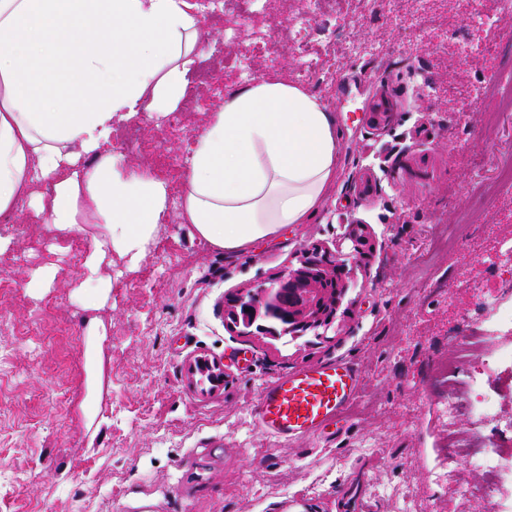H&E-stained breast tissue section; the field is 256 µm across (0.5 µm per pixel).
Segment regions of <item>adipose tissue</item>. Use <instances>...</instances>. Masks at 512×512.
Listing matches in <instances>:
<instances>
[{
    "label": "adipose tissue",
    "mask_w": 512,
    "mask_h": 512,
    "mask_svg": "<svg viewBox=\"0 0 512 512\" xmlns=\"http://www.w3.org/2000/svg\"><path fill=\"white\" fill-rule=\"evenodd\" d=\"M200 35L191 0H0V217L25 204L63 231L102 224L94 261L143 257L170 188L109 145L118 123L179 108ZM339 138L307 87L246 80L194 138L183 223L242 253L308 223L336 182Z\"/></svg>",
    "instance_id": "ef3b65f1"
}]
</instances>
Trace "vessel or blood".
Wrapping results in <instances>:
<instances>
[{
	"label": "vessel or blood",
	"instance_id": "1",
	"mask_svg": "<svg viewBox=\"0 0 512 512\" xmlns=\"http://www.w3.org/2000/svg\"><path fill=\"white\" fill-rule=\"evenodd\" d=\"M362 372L352 360L331 359L279 375L261 390L254 406L264 434L291 444L323 434L358 399Z\"/></svg>",
	"mask_w": 512,
	"mask_h": 512
}]
</instances>
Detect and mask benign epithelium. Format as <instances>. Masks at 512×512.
<instances>
[{"mask_svg": "<svg viewBox=\"0 0 512 512\" xmlns=\"http://www.w3.org/2000/svg\"><path fill=\"white\" fill-rule=\"evenodd\" d=\"M348 254L341 250L323 251L317 247L303 252L298 266L288 268L271 282L240 290L226 299V310L237 317L246 312L259 316L261 310L272 305L278 312L290 314L296 331L288 326L280 330L267 329L278 336L288 333L299 337L309 331L328 329L336 319L338 307L346 291L344 271ZM211 373V384L223 380L224 374L217 363L200 360L189 367V373Z\"/></svg>", "mask_w": 512, "mask_h": 512, "instance_id": "benign-epithelium-1", "label": "benign epithelium"}]
</instances>
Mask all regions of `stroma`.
Segmentation results:
<instances>
[{
  "mask_svg": "<svg viewBox=\"0 0 512 512\" xmlns=\"http://www.w3.org/2000/svg\"><path fill=\"white\" fill-rule=\"evenodd\" d=\"M335 2L298 47L283 27L303 0H239L203 19L185 101L160 122L132 119L145 146L121 154L180 194L193 139L228 88L251 74L296 81L311 56L304 84L341 140L336 183L310 223L227 252L174 201L133 266L115 252L91 263L100 224L72 234L29 208L0 222L13 239L0 255V512H289L292 501L306 512H512V493L469 458L496 445L512 454V362L471 383L512 349V328L479 332L486 291L512 305V266L496 258L512 243V190L495 185L512 156V33L473 24V0H401L398 25L364 0ZM350 235L366 238L368 257L349 262L324 336L227 327V295ZM442 236L450 243L436 248ZM45 269L46 286L31 287ZM200 358L223 364V384L190 377ZM332 358L364 374L344 421L288 445L265 435L252 416L262 385ZM477 402L490 420L473 417Z\"/></svg>",
  "mask_w": 512,
  "mask_h": 512,
  "instance_id": "35a3bbf8",
  "label": "stroma"
}]
</instances>
